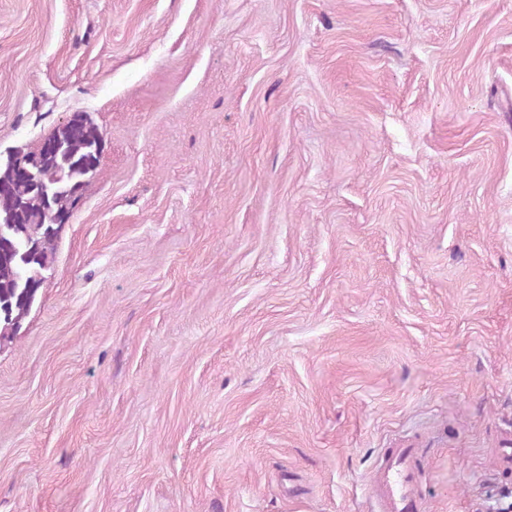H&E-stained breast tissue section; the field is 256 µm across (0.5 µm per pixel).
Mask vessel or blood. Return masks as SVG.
Masks as SVG:
<instances>
[{
	"label": "vessel or blood",
	"instance_id": "obj_1",
	"mask_svg": "<svg viewBox=\"0 0 512 512\" xmlns=\"http://www.w3.org/2000/svg\"><path fill=\"white\" fill-rule=\"evenodd\" d=\"M415 483L413 449H391L384 458L375 483V497L382 512H421Z\"/></svg>",
	"mask_w": 512,
	"mask_h": 512
}]
</instances>
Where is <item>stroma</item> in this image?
Masks as SVG:
<instances>
[{"mask_svg": "<svg viewBox=\"0 0 512 512\" xmlns=\"http://www.w3.org/2000/svg\"><path fill=\"white\" fill-rule=\"evenodd\" d=\"M100 161L0 340V512H512V0H0V153ZM375 483L381 512H421L415 491L416 465L413 448H390Z\"/></svg>", "mask_w": 512, "mask_h": 512, "instance_id": "35a3bbf8", "label": "stroma"}]
</instances>
